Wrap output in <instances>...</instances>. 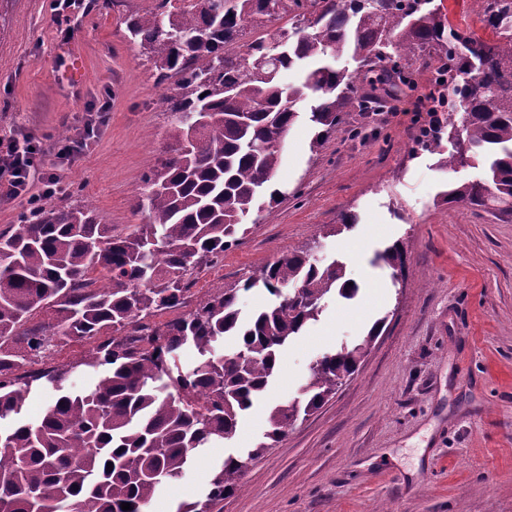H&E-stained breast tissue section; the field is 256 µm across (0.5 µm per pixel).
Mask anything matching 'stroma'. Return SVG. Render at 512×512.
Wrapping results in <instances>:
<instances>
[{
  "label": "stroma",
  "mask_w": 512,
  "mask_h": 512,
  "mask_svg": "<svg viewBox=\"0 0 512 512\" xmlns=\"http://www.w3.org/2000/svg\"><path fill=\"white\" fill-rule=\"evenodd\" d=\"M150 5L114 0L111 10L86 11L66 43L51 0H0V138H60L86 103L111 99L97 141L63 177L118 235L144 223L142 177L171 143L166 88L125 31L126 14ZM76 54L78 83L68 78ZM436 67L414 61L397 85L398 115L345 113L320 151L309 147L311 123L295 124L272 180L280 203L251 213L241 244L198 273L195 299L239 287L246 317L273 297L243 283L292 250L342 262L359 292L326 302L235 437L195 452L157 495L167 512L195 500L224 456L262 438L269 407L296 395L318 357L375 325L356 372L249 464L221 512H512V215L442 202V191L477 171L441 168L439 154L416 144L410 110L432 90ZM360 125L365 135H355ZM346 213L356 224L328 235ZM398 241L406 261L395 279L374 258Z\"/></svg>",
  "instance_id": "35a3bbf8"
}]
</instances>
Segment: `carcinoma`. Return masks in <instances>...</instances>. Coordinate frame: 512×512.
Listing matches in <instances>:
<instances>
[{
    "mask_svg": "<svg viewBox=\"0 0 512 512\" xmlns=\"http://www.w3.org/2000/svg\"><path fill=\"white\" fill-rule=\"evenodd\" d=\"M231 2L211 12L197 0L188 10L155 0L125 19L155 82L170 84L178 143L142 177L145 223L114 235L86 204L41 203L0 232V420L21 415L37 381L59 391L38 424L18 420L0 431V512H63L68 504L77 512H124L123 503L144 512L159 488L183 477L193 450L234 437L240 417L277 377L280 351L317 320L325 300L356 296L342 264L322 266L293 251L246 281L279 298L250 321L241 320L238 289L222 288L186 313L148 324L184 307L194 275L241 243L242 219L257 199L269 195V213L278 204L281 192L268 187L301 117L299 103L310 102L316 152L353 102L368 111L356 99V79L378 64L399 78L414 58L435 59L459 119H448L422 146L439 150L446 132L454 151L443 166L481 169L480 177L450 186L444 201L512 214V0H472L493 41L452 24L433 0ZM284 18L290 27L268 30ZM247 26L265 32L244 42ZM343 57L354 70L329 63ZM290 69L304 76L287 86L279 75ZM202 116L207 121L193 137L190 125ZM379 258L402 269L403 244ZM38 312L45 321L33 322ZM379 331L377 322L360 343L315 361L299 396L269 412L263 440L244 458L225 457L204 497L177 512H217L240 490L245 460L263 457L335 394ZM227 337L233 350L216 353L214 344ZM53 341L89 344L80 364L106 368L92 389L64 391L70 366L29 372ZM186 346L201 359L185 371L177 356Z\"/></svg>",
    "mask_w": 512,
    "mask_h": 512,
    "instance_id": "1",
    "label": "carcinoma"
}]
</instances>
